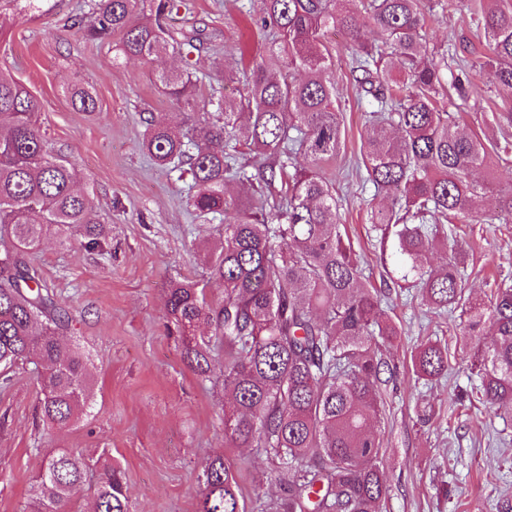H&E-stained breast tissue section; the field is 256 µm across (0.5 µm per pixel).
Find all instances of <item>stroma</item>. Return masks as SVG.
Instances as JSON below:
<instances>
[{"mask_svg":"<svg viewBox=\"0 0 512 512\" xmlns=\"http://www.w3.org/2000/svg\"><path fill=\"white\" fill-rule=\"evenodd\" d=\"M92 0H41L36 11L0 0L10 25L0 37V70L25 84L38 104V122L51 147L81 172L79 189L92 201L106 235L90 248L81 230L69 243L45 238L32 254L44 284L71 319L65 342L80 348L92 380L88 416L56 431L40 419L41 383L32 366L16 367L0 382V512H26L41 460L68 448L108 453L125 472L131 512H195L198 475L221 453L232 463L247 512L278 496L276 461L260 448L224 442V351L214 348L211 371L199 375L182 357L181 338L165 300L176 282L208 280L202 260L220 238L223 217H204L190 205L189 178L159 167L139 143L146 121L176 107L153 79L161 69L195 72L199 100L216 113L223 100L239 102L245 83L225 85L270 43L268 30L246 15L247 0H177L167 19L175 32H195L199 50L164 54L155 62L116 58L111 42L86 39L75 26ZM427 48L447 44L473 59L483 29L475 0H424ZM324 42L327 79L345 133L340 154L320 168L336 190L341 231L360 260L362 277L383 288L381 307L400 334L384 351L381 467L388 494L382 512H495L512 497V415L482 405L469 346L457 316L437 311L419 289L397 288V258L383 254L372 222L383 197L363 164L371 101L359 97L351 74L354 43L344 32ZM479 105L458 110L460 126L499 138L504 106L487 72H473ZM90 90L98 109L77 111L69 90ZM439 236L465 254L466 291L512 285L511 224H442ZM431 339L447 345L448 374L436 383L417 379L412 348Z\"/></svg>","mask_w":512,"mask_h":512,"instance_id":"1","label":"stroma"}]
</instances>
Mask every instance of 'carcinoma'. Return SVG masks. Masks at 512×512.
Here are the masks:
<instances>
[{
    "label": "carcinoma",
    "instance_id": "carcinoma-1",
    "mask_svg": "<svg viewBox=\"0 0 512 512\" xmlns=\"http://www.w3.org/2000/svg\"><path fill=\"white\" fill-rule=\"evenodd\" d=\"M420 3L362 0L363 24L344 0H250L248 13H259L273 31L271 46L253 64L246 111L227 102L221 121L200 116L192 73L155 75L178 111L146 121L143 148L159 165L191 177L196 211L237 213L205 254L209 279L224 288L222 304H209L203 287L179 284L165 306L199 374L211 370V342L224 346V441L261 447L279 461L275 481L283 493L266 512H380L387 494L374 425L381 415L378 352L399 330L383 318L378 290L362 280L338 228L334 188L316 171L342 143L336 87L324 79L329 51L322 37L331 29L354 37V81L376 104L363 163L389 204L373 223L392 235L400 280L422 289L436 308L459 312L461 334L474 338L470 369L480 380L479 400L512 412V286L465 295L457 249L433 232L444 221L512 222V186H499L490 161L512 156V112L498 113L502 140L487 145L439 109L448 49H421ZM174 7L175 0H97L80 30L91 39L117 33L116 55L151 60L169 48L194 47V36L164 24ZM481 23L486 52L471 66L488 72L498 95L512 102V9L488 0ZM71 98L79 111H96L85 89H71ZM37 112L28 88L0 72V371L34 365L43 420L65 429L85 410L91 379L82 353L61 342L69 318L41 285L31 253L51 229L67 242L76 224L99 246L101 228L91 201L75 191L78 169L53 153ZM232 141L262 163H238L226 151ZM299 154L307 165L297 164ZM227 178L242 189L235 198L226 196ZM277 183L281 202L267 210L259 199ZM490 196L496 209L489 213ZM440 244L447 261L425 268L422 257ZM205 322L214 324V336L199 338ZM485 327L493 330L489 343L478 338ZM411 367L419 379L443 377L448 348L418 344ZM199 484L196 512H246L224 455L205 462ZM85 488L93 491V512H129L120 468L66 448L44 458L29 512H61Z\"/></svg>",
    "mask_w": 512,
    "mask_h": 512
}]
</instances>
